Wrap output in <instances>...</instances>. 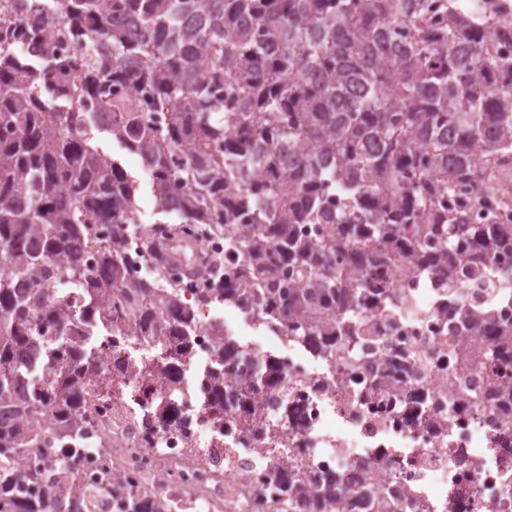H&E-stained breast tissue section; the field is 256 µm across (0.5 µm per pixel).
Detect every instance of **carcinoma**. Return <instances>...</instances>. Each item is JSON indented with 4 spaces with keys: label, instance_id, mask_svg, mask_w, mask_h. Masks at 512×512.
I'll use <instances>...</instances> for the list:
<instances>
[{
    "label": "carcinoma",
    "instance_id": "obj_1",
    "mask_svg": "<svg viewBox=\"0 0 512 512\" xmlns=\"http://www.w3.org/2000/svg\"><path fill=\"white\" fill-rule=\"evenodd\" d=\"M31 2L3 33L28 60L0 49V407L61 401L62 428H79L75 378L102 365L75 356L58 370L72 353L63 284L127 336L181 340L194 326L177 290L129 277L119 246L140 230L137 189L99 134L140 157L160 223L222 234L248 217L217 301L289 323L326 357L388 268L495 278L512 300V272L493 265L512 253V224L469 223L463 198L440 205L450 182L512 160V57L461 0L429 17L410 0ZM59 32L84 53H50ZM287 141L308 150L286 157ZM295 224L335 229L311 244ZM284 268L314 288L285 291ZM460 314L489 337L476 364L497 383L512 324ZM40 443L0 430V456Z\"/></svg>",
    "mask_w": 512,
    "mask_h": 512
}]
</instances>
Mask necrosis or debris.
Returning a JSON list of instances; mask_svg holds the SVG:
<instances>
[{
    "mask_svg": "<svg viewBox=\"0 0 512 512\" xmlns=\"http://www.w3.org/2000/svg\"><path fill=\"white\" fill-rule=\"evenodd\" d=\"M242 231L178 235L230 280ZM164 273L198 321L178 383L161 379L165 342L98 328L88 343L105 371L79 381L81 437L56 434L53 409L30 418L46 439L0 461V500L53 512H512V403L461 371L455 348L459 306L512 320L485 283L390 269L338 359L279 324L263 343L225 327L246 355L225 364L217 405L214 286L175 263ZM465 337L474 355L487 342Z\"/></svg>",
    "mask_w": 512,
    "mask_h": 512,
    "instance_id": "necrosis-or-debris-1",
    "label": "necrosis or debris"
}]
</instances>
